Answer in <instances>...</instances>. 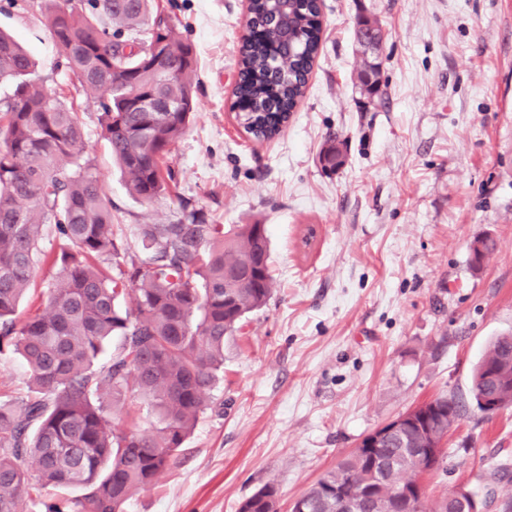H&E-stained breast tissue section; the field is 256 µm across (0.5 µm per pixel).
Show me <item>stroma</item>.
<instances>
[{"label":"stroma","instance_id":"obj_1","mask_svg":"<svg viewBox=\"0 0 512 512\" xmlns=\"http://www.w3.org/2000/svg\"><path fill=\"white\" fill-rule=\"evenodd\" d=\"M197 57V112L166 158L175 180L150 204L133 199L112 163L95 99L61 63L38 8L0 0V29L34 57L36 75L74 99L85 157L111 197L114 231L170 223L180 201L214 224L267 225L277 289L224 341V370L175 467L134 495L127 512H238L267 484L278 512L363 435L439 394L465 413L426 475L427 493L488 476L512 489V408L471 399L472 370L512 330V0H322V45L306 95L284 131L258 142L236 119V47L246 0H155ZM377 18L380 93L355 85L357 21ZM346 144L336 173L318 153ZM311 244H303L307 229ZM492 233L480 273L469 244ZM46 232L25 318L56 275Z\"/></svg>","mask_w":512,"mask_h":512}]
</instances>
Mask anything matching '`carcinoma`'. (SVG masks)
<instances>
[{
    "mask_svg": "<svg viewBox=\"0 0 512 512\" xmlns=\"http://www.w3.org/2000/svg\"><path fill=\"white\" fill-rule=\"evenodd\" d=\"M42 15L65 67L97 100L102 133L128 193L151 203L170 190L164 167L196 110L194 49L151 0H42ZM253 25L238 47L235 107L243 130L273 138L304 97L322 40L319 0H250ZM34 62L0 31V352L18 355L27 374L22 396L0 395V512L19 500L35 512H126L139 490L176 464L178 452L211 403L224 367V340L272 298L275 282L266 225L211 224L185 210L169 224H140L138 253L118 238L112 200L84 158L79 114L31 78ZM346 162L328 139L319 163ZM63 241L49 257L59 275L43 309L16 320L33 284L43 226ZM479 273L497 250L474 238ZM129 255L115 269L98 261ZM133 295L124 308L120 297ZM119 345L107 353L112 338ZM476 407L492 397L512 407V332L495 337L471 376ZM156 415L149 430L117 428L113 411L127 394ZM431 423L395 434L373 455L355 449L296 503L304 512H464L466 494L443 499L401 495L423 478L413 449L441 439L463 417L453 395H439ZM265 486L239 512H277Z\"/></svg>",
    "mask_w": 512,
    "mask_h": 512,
    "instance_id": "cac0c4a2",
    "label": "carcinoma"
}]
</instances>
